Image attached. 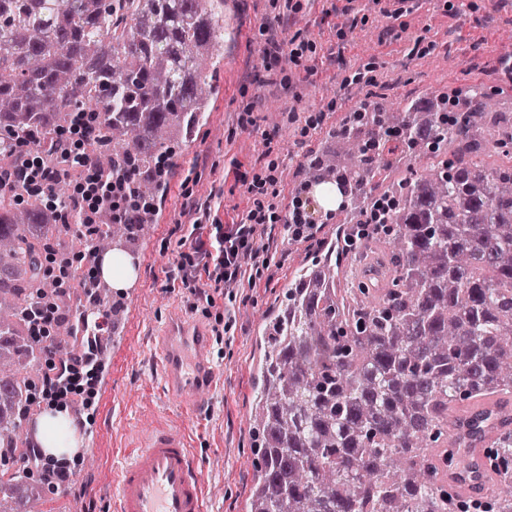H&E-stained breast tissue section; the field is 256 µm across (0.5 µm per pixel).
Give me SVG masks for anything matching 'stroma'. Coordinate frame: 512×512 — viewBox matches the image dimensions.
<instances>
[{
  "label": "stroma",
  "mask_w": 512,
  "mask_h": 512,
  "mask_svg": "<svg viewBox=\"0 0 512 512\" xmlns=\"http://www.w3.org/2000/svg\"><path fill=\"white\" fill-rule=\"evenodd\" d=\"M287 23L288 34L309 39L303 66L280 59L275 75L261 66L265 46L261 26L272 20L270 0H231L226 14L239 28L236 38L217 44L220 91L209 124L192 141L176 144L171 155L175 175L163 198L158 219L130 250L137 254L134 291L110 290L123 318L124 350L111 361L110 379L100 380L91 408L81 396L66 403L78 416L82 438L74 482L51 488L44 500L55 512H109L112 464L132 427L149 429L155 422L182 425L204 463L210 512H247L253 485L250 455V408L258 328L273 303L288 288L295 272L312 253L306 244L277 238V264L271 280H260L228 302L215 291L198 302L168 275L180 261L171 234L184 201V190L199 197L221 192L216 217L239 221L251 204L239 171L264 173L276 168L283 193L280 208L291 213L304 165L320 155L317 139L333 137L347 123L357 102L384 100L396 106L438 96L455 101L471 90L499 95L512 113V57L500 54L502 39L512 31V0H355L354 29L343 26L346 0H298ZM373 72L376 84L360 85L359 96H347L344 80ZM254 125H243L245 114ZM277 130L274 142L266 131ZM233 305L235 325L229 340H214L211 360L224 384L208 396L198 414H181L162 385L152 354L151 329L164 321L170 306L214 328L225 305Z\"/></svg>",
  "instance_id": "1"
}]
</instances>
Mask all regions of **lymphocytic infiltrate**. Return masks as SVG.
<instances>
[{
    "label": "lymphocytic infiltrate",
    "mask_w": 512,
    "mask_h": 512,
    "mask_svg": "<svg viewBox=\"0 0 512 512\" xmlns=\"http://www.w3.org/2000/svg\"><path fill=\"white\" fill-rule=\"evenodd\" d=\"M293 0H272L276 10L273 22L265 24L262 34L266 47L262 57L265 71L271 72L281 56H288L293 65H301L307 45L298 39H286L284 21L290 18ZM99 113H82L78 121L59 138L58 163H50L39 142L24 141L21 157L10 166H0V188L13 191L18 203L39 197L46 209L62 220L71 215H82L100 209L110 210L113 217L125 224H139L154 215V199L140 196L136 190L134 173L119 174L102 181L96 174L93 157L83 154L81 145L97 128ZM67 188L64 200H57L52 191L57 185ZM256 192L251 206L239 223L220 224L212 221L210 203H199L186 198L182 210L187 221L181 224L178 246L184 247L178 268L180 283L191 296H199L197 283L208 279L214 289L234 290L254 287L270 267V260L254 248L258 226L284 223L291 238L310 240L322 223L323 217L309 198L297 196L296 207L290 222H283L277 207L282 186L277 176L253 177ZM208 230V242H201L199 233ZM66 314L58 308H39L33 313L31 325L36 339L44 340L45 368L42 385L53 386L56 391L74 390L79 379L95 382L103 370L98 352V340L104 329L98 314L81 311L75 320L79 335L86 346L81 354H71L67 349L52 342L56 324Z\"/></svg>",
    "instance_id": "lymphocytic-infiltrate-1"
}]
</instances>
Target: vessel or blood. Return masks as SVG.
Wrapping results in <instances>:
<instances>
[{"instance_id":"b4317fda","label":"vessel or blood","mask_w":512,"mask_h":512,"mask_svg":"<svg viewBox=\"0 0 512 512\" xmlns=\"http://www.w3.org/2000/svg\"><path fill=\"white\" fill-rule=\"evenodd\" d=\"M209 347L199 320L171 315L157 329L155 357L169 393L185 413L201 408L203 389L224 383L208 361ZM485 471V450L475 447L452 477L466 494L482 495ZM112 510L208 512L203 465L183 431L156 424L135 432L127 454L112 470Z\"/></svg>"}]
</instances>
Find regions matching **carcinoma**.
Listing matches in <instances>:
<instances>
[{
    "label": "carcinoma",
    "instance_id": "cac0c4a2",
    "mask_svg": "<svg viewBox=\"0 0 512 512\" xmlns=\"http://www.w3.org/2000/svg\"><path fill=\"white\" fill-rule=\"evenodd\" d=\"M223 12L224 0H0V160L98 112L87 149L102 174L131 169L142 196L158 195L156 158L176 129L206 124L216 63L200 47L224 38ZM497 105L483 92L450 123L376 106L374 136L395 129L402 155L441 159L384 187L397 200L386 232L352 231L356 257L388 245L381 287H338L346 251L325 243L262 327L249 512H512V422L498 413L486 417L491 494L475 502L448 484L459 448L449 413L512 390V165L488 170L465 154L498 124ZM374 159L349 133L305 167L307 181L340 183L354 207ZM94 220L105 225L95 255L131 235L108 212ZM77 239L41 199L21 207L0 193V512H16L26 476L4 462L41 373L31 310L52 295L70 306L36 252Z\"/></svg>",
    "mask_w": 512,
    "mask_h": 512
}]
</instances>
